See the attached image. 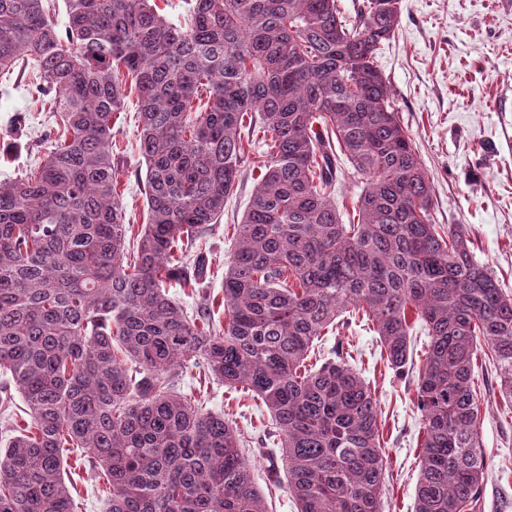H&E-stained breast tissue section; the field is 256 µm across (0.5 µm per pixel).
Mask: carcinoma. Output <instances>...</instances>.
Listing matches in <instances>:
<instances>
[{
  "mask_svg": "<svg viewBox=\"0 0 512 512\" xmlns=\"http://www.w3.org/2000/svg\"><path fill=\"white\" fill-rule=\"evenodd\" d=\"M0 0V77L31 68L59 117L39 169L0 182V375L24 425L0 448V512H74L65 458L112 486L108 512H267L238 429L176 388L193 364L267 408L297 512H380L378 402L338 346L315 341L363 313L395 375L411 330L424 436L416 512H471L485 486L474 360L487 348L512 400V296L462 225L431 223L433 186L376 65L400 0H193L186 26L153 0ZM137 94L148 222L129 236L112 117ZM262 135L260 179L224 269V325L193 288L210 262L186 246L224 216ZM366 177L357 222L336 163ZM366 179L359 176L355 177L347 162H342L341 169L337 171L336 178V203L342 215V221L345 224L357 222L356 212L353 209V202L362 191Z\"/></svg>",
  "mask_w": 512,
  "mask_h": 512,
  "instance_id": "1",
  "label": "carcinoma"
}]
</instances>
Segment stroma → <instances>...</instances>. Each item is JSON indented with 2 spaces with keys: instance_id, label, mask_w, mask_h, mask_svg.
Instances as JSON below:
<instances>
[{
  "instance_id": "1",
  "label": "stroma",
  "mask_w": 512,
  "mask_h": 512,
  "mask_svg": "<svg viewBox=\"0 0 512 512\" xmlns=\"http://www.w3.org/2000/svg\"><path fill=\"white\" fill-rule=\"evenodd\" d=\"M376 60L433 182L432 223L441 231L463 225L476 260L512 295V0H401L399 25L380 45ZM136 112L132 93L114 123L113 151L126 221L139 227L146 222V199ZM55 127L49 103L28 79H0V181L37 170ZM258 174L256 163L247 164L220 223L198 243L211 262L203 285L210 296L223 295L224 263ZM339 344L378 400L387 463L381 512H415L422 448L415 380L395 377L366 323L353 320L323 336L322 357ZM474 374L487 458L486 487L476 512H512V404L500 396L492 364L478 362ZM180 390L238 428L269 512H296L287 486L278 484L272 471L280 453L269 437L275 425L262 402L213 382L192 365L180 371ZM65 470L77 512H107L110 493L88 453L71 454Z\"/></svg>"
}]
</instances>
